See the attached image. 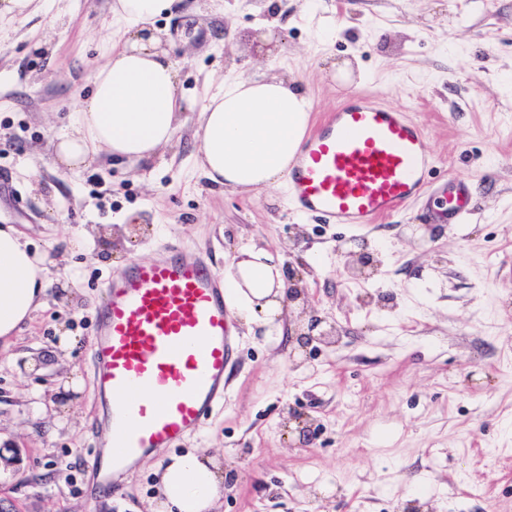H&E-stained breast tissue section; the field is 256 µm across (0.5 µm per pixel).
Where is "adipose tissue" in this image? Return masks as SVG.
I'll return each mask as SVG.
<instances>
[{"instance_id": "1", "label": "adipose tissue", "mask_w": 512, "mask_h": 512, "mask_svg": "<svg viewBox=\"0 0 512 512\" xmlns=\"http://www.w3.org/2000/svg\"><path fill=\"white\" fill-rule=\"evenodd\" d=\"M174 0H116L112 14L127 34L92 76L76 119L56 137L61 164L91 167L100 153L132 163L160 157L185 112L198 115L197 164L213 183L240 192L281 185L308 131L312 103L285 78L242 79L203 102L188 98L177 62L153 27ZM227 296L244 325L275 321L287 286L272 257L245 251L224 272ZM49 270L10 226L0 227V340L16 336L43 303ZM161 495L151 512H212L224 474L216 457L173 454L158 468Z\"/></svg>"}]
</instances>
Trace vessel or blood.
I'll return each instance as SVG.
<instances>
[{
  "instance_id": "b4317fda",
  "label": "vessel or blood",
  "mask_w": 512,
  "mask_h": 512,
  "mask_svg": "<svg viewBox=\"0 0 512 512\" xmlns=\"http://www.w3.org/2000/svg\"><path fill=\"white\" fill-rule=\"evenodd\" d=\"M422 129L401 109L356 92L306 135L288 173L287 200L326 224H375L416 199L443 190L448 223L462 220L467 185L435 186ZM133 261L109 277L96 309L92 350L96 399L109 444L87 461L92 479L128 471L142 457L197 433L224 399L233 324L224 279L207 255Z\"/></svg>"
}]
</instances>
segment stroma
<instances>
[{
    "instance_id": "obj_1",
    "label": "stroma",
    "mask_w": 512,
    "mask_h": 512,
    "mask_svg": "<svg viewBox=\"0 0 512 512\" xmlns=\"http://www.w3.org/2000/svg\"><path fill=\"white\" fill-rule=\"evenodd\" d=\"M112 2L42 0L0 21V225L51 279L0 347V503L148 512L158 456L116 484L89 479L104 430L91 343L109 275L176 242L220 273L265 252L307 296L276 321L236 326L224 401L180 445L218 457V512H512V0H176L155 20L196 99L293 76L316 122L357 90L406 110L438 176L470 186L451 226L433 220L437 194L378 224H324L287 208V185H214L193 161V112L161 159L58 169L56 133L126 38ZM261 29L279 31L275 49L254 47ZM360 243L374 258L366 279L346 269ZM312 315L335 325V343H299Z\"/></svg>"
}]
</instances>
